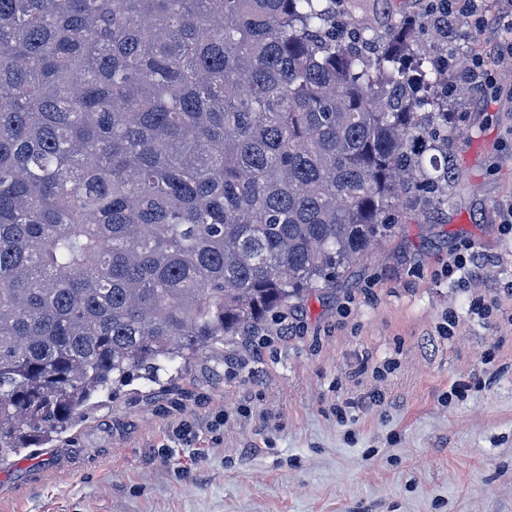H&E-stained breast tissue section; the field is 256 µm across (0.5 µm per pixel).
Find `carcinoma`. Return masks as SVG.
Masks as SVG:
<instances>
[{
  "mask_svg": "<svg viewBox=\"0 0 512 512\" xmlns=\"http://www.w3.org/2000/svg\"><path fill=\"white\" fill-rule=\"evenodd\" d=\"M432 6L0 0V464L448 202Z\"/></svg>",
  "mask_w": 512,
  "mask_h": 512,
  "instance_id": "cac0c4a2",
  "label": "carcinoma"
}]
</instances>
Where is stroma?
<instances>
[{
	"label": "stroma",
	"instance_id": "35a3bbf8",
	"mask_svg": "<svg viewBox=\"0 0 512 512\" xmlns=\"http://www.w3.org/2000/svg\"><path fill=\"white\" fill-rule=\"evenodd\" d=\"M482 15L454 43L492 76H448L447 204L410 212L258 335L96 397L0 466V512H512V60L497 59L512 0ZM466 241L473 288L444 272ZM489 72L487 61L482 55L476 54L472 57L470 63L464 66L461 79L469 84L482 85L486 82Z\"/></svg>",
	"mask_w": 512,
	"mask_h": 512
}]
</instances>
